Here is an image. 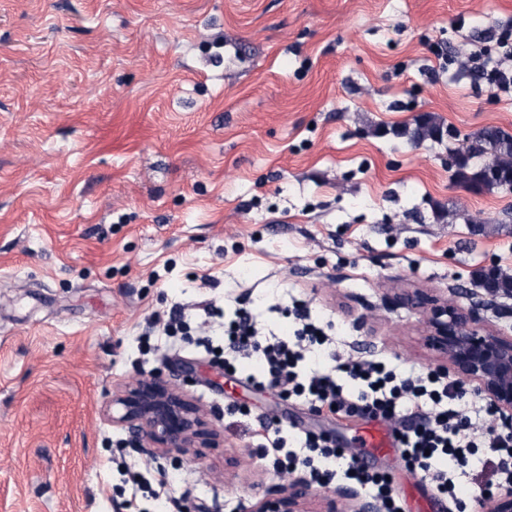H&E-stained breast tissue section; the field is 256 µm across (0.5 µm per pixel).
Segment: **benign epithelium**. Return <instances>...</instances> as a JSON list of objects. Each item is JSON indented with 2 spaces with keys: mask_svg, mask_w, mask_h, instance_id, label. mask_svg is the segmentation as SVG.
I'll use <instances>...</instances> for the list:
<instances>
[{
  "mask_svg": "<svg viewBox=\"0 0 512 512\" xmlns=\"http://www.w3.org/2000/svg\"><path fill=\"white\" fill-rule=\"evenodd\" d=\"M400 300L426 316V345L445 358L460 380L477 384L501 426L511 428L512 336L484 325L483 312L494 306V297L467 307L419 291ZM113 404L120 412L112 422L127 429L154 457L178 458L214 436L204 429L197 404L159 379L127 388ZM306 497L303 488H275L254 504L252 512H309Z\"/></svg>",
  "mask_w": 512,
  "mask_h": 512,
  "instance_id": "1",
  "label": "benign epithelium"
}]
</instances>
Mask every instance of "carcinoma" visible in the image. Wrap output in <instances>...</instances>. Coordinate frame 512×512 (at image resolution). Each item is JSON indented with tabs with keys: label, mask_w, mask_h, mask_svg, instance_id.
Listing matches in <instances>:
<instances>
[{
	"label": "carcinoma",
	"mask_w": 512,
	"mask_h": 512,
	"mask_svg": "<svg viewBox=\"0 0 512 512\" xmlns=\"http://www.w3.org/2000/svg\"><path fill=\"white\" fill-rule=\"evenodd\" d=\"M411 137L418 141L439 139L442 130L437 123L421 119ZM465 152L453 154L458 182L487 189L499 188L504 180L512 178V135L496 128L485 127L468 138ZM478 283L491 293L512 295V276L498 269L478 274Z\"/></svg>",
	"instance_id": "carcinoma-1"
}]
</instances>
